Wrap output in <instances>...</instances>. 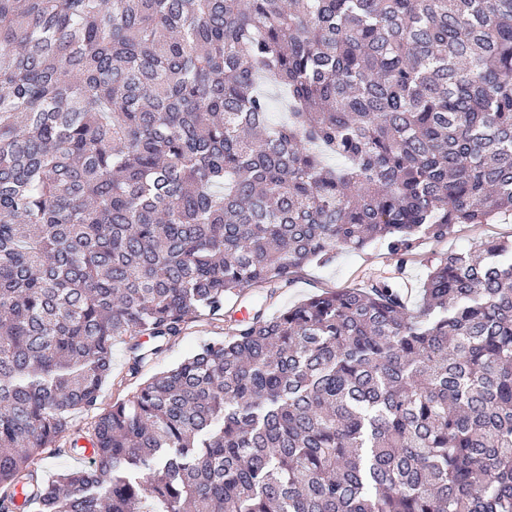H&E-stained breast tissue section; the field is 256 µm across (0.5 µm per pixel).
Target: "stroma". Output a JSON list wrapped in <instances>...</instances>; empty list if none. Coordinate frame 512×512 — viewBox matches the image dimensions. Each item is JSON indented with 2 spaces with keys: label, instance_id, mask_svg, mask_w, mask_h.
<instances>
[{
  "label": "stroma",
  "instance_id": "stroma-1",
  "mask_svg": "<svg viewBox=\"0 0 512 512\" xmlns=\"http://www.w3.org/2000/svg\"><path fill=\"white\" fill-rule=\"evenodd\" d=\"M512 240V218L497 219L477 226L459 225L447 239L421 240L408 256L406 262H399L396 256L381 246H370L361 251L337 253L327 263L316 262L296 269L291 282L278 289L274 297H267L265 289H245L242 297L236 298V310H251L262 305L267 315L274 316L305 298L326 290L340 288H360L370 277L391 275L395 268H402L411 284H419L427 272L430 260L444 256L453 250H469L484 240ZM224 336V325L202 319L188 326L177 339L170 342L166 351L143 370L144 376H152L181 362L202 343L217 340Z\"/></svg>",
  "mask_w": 512,
  "mask_h": 512
}]
</instances>
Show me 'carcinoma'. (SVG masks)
<instances>
[{
	"instance_id": "1",
	"label": "carcinoma",
	"mask_w": 512,
	"mask_h": 512,
	"mask_svg": "<svg viewBox=\"0 0 512 512\" xmlns=\"http://www.w3.org/2000/svg\"><path fill=\"white\" fill-rule=\"evenodd\" d=\"M510 214L512 0H0V512H512V245L225 311ZM397 263L398 258L379 245L367 247L362 251L338 252L330 262H313L296 269L291 276L290 284L278 289L273 299L267 300L266 303V289L246 288L243 297L235 298L228 307L234 305L237 319L247 318L251 308L261 304L266 308L268 316H275L322 291L362 288L371 276L393 274ZM241 310L246 311V317L242 316ZM224 328L223 323H210L206 319L190 324L181 336L170 342L160 357L144 368L140 377H150L173 367L204 342L224 339ZM68 452L69 451L62 452L58 455H44V458L40 462V466L42 476L46 481H53L59 473L65 470L87 468L90 465V462L83 461H91L94 456L93 449L90 447L85 448L84 451L81 452Z\"/></svg>"
}]
</instances>
